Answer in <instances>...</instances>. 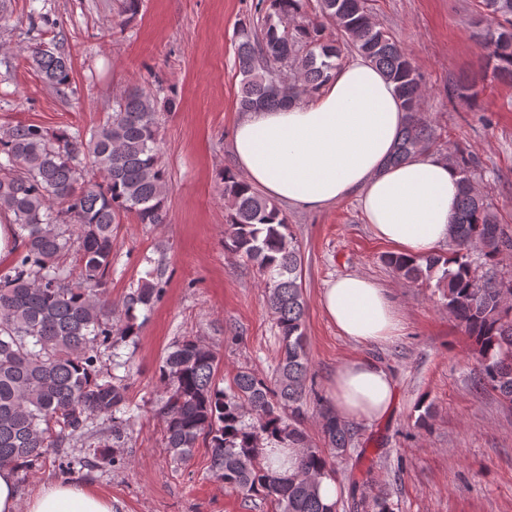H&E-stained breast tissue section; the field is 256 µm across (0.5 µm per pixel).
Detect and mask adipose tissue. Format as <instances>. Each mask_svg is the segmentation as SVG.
I'll list each match as a JSON object with an SVG mask.
<instances>
[{
  "label": "adipose tissue",
  "instance_id": "1",
  "mask_svg": "<svg viewBox=\"0 0 512 512\" xmlns=\"http://www.w3.org/2000/svg\"><path fill=\"white\" fill-rule=\"evenodd\" d=\"M407 114L393 84L368 59L354 55L313 96L249 112L234 131L232 152L249 184L277 202L320 210L356 195L375 235L397 252L426 255L448 238L460 175L430 153L391 163ZM321 307L340 334L361 342L395 335L398 313L373 281L347 275L323 289ZM331 410L344 421H372L394 400L390 375L369 359L341 364L330 383ZM28 512H112L90 490L53 485Z\"/></svg>",
  "mask_w": 512,
  "mask_h": 512
}]
</instances>
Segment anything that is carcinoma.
Segmentation results:
<instances>
[{
    "instance_id": "obj_1",
    "label": "carcinoma",
    "mask_w": 512,
    "mask_h": 512,
    "mask_svg": "<svg viewBox=\"0 0 512 512\" xmlns=\"http://www.w3.org/2000/svg\"><path fill=\"white\" fill-rule=\"evenodd\" d=\"M303 0H258L255 20L238 30L240 109L289 105L314 93L336 70L340 47L325 41L324 23L369 58L394 84L408 112L392 160L427 148L434 131L421 116V79L408 52L372 22L366 0H320L322 20H304ZM485 68L512 84V0H483ZM32 65L56 93L72 92L66 53L31 48ZM157 95L128 86L86 140L17 123L0 131V216L15 226L16 255L0 269V467L21 477L49 452L78 445L118 461L133 418L125 376L137 344L136 311H150L163 294L165 269L138 280L118 322L107 298L114 229L128 217L166 222L170 191L160 164ZM449 160L460 174L458 211L448 253H390L385 264L411 282H435L444 304L472 341L479 384L512 406V278L498 270L512 235L492 204L472 185L475 162L461 150ZM96 171L103 181L93 179ZM228 208L224 249L256 267L264 302L281 342L272 376L244 367L220 386L215 346L195 336L176 341L163 358L158 415L163 443L176 463L199 445L209 448V472L224 485L277 507L278 512H336L323 503L319 482L335 478L325 450L351 445L346 424L322 412L325 448L302 428L313 393L302 289L303 256L288 218L269 199L224 172ZM480 248V265L470 258ZM102 419L108 426L94 429ZM269 448L299 449L290 471L273 469Z\"/></svg>"
}]
</instances>
